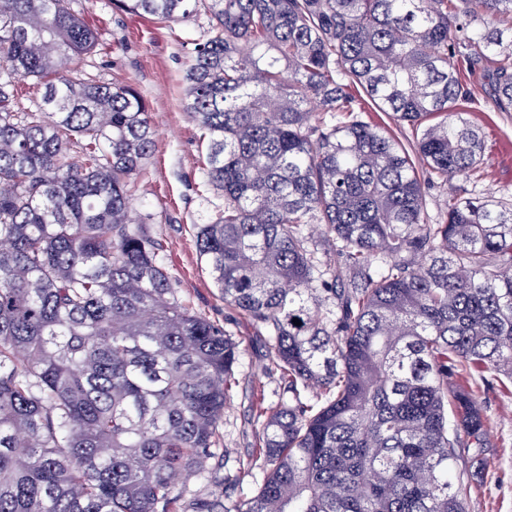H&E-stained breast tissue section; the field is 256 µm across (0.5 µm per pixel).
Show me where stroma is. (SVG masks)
<instances>
[{
	"mask_svg": "<svg viewBox=\"0 0 512 512\" xmlns=\"http://www.w3.org/2000/svg\"><path fill=\"white\" fill-rule=\"evenodd\" d=\"M71 9L98 35L93 52L81 56L70 74L84 81L117 80L142 95L153 131L152 154L135 181V218L145 219L162 243V255L179 297L195 312L222 325L241 343L236 385L219 426L218 457L190 475V493L211 500L224 497V474L247 459L258 444L251 387L263 385L266 399L283 393L278 373L270 369L263 334L242 314L225 306L196 247V227L209 223L224 198L204 185L206 149L200 130L184 108V76L196 42L206 38L211 21L197 14L176 22L150 15L132 16L113 0H69ZM462 105L466 119L484 140V161L469 176L427 191L428 223L443 221L448 202L491 196L512 204V112H501L490 95L485 68L470 74ZM489 420L488 467L465 482L468 512H512V384L480 387Z\"/></svg>",
	"mask_w": 512,
	"mask_h": 512,
	"instance_id": "1",
	"label": "stroma"
}]
</instances>
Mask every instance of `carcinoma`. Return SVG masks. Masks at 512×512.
Returning <instances> with one entry per match:
<instances>
[{
	"label": "carcinoma",
	"instance_id": "1",
	"mask_svg": "<svg viewBox=\"0 0 512 512\" xmlns=\"http://www.w3.org/2000/svg\"><path fill=\"white\" fill-rule=\"evenodd\" d=\"M115 2L212 22L184 104L224 210L197 247L288 393L258 396L238 470L262 482L224 512H467L490 447L469 378L512 382V209L459 198L424 222L425 181L357 89L415 130L430 176L469 174L461 65L494 62L512 111V34L491 27L512 0ZM95 43L68 0H0V512H217L178 479L214 457L239 341L132 216L153 132L133 87L68 77Z\"/></svg>",
	"mask_w": 512,
	"mask_h": 512
}]
</instances>
